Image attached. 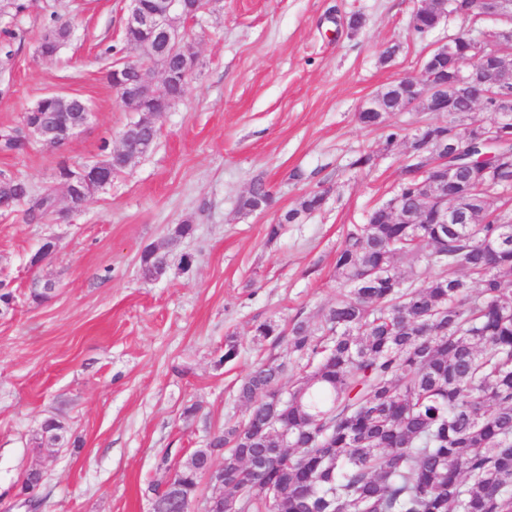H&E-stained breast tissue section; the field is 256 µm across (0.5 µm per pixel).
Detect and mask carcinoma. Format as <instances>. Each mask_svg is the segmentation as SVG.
<instances>
[{"label": "carcinoma", "instance_id": "1", "mask_svg": "<svg viewBox=\"0 0 512 512\" xmlns=\"http://www.w3.org/2000/svg\"><path fill=\"white\" fill-rule=\"evenodd\" d=\"M416 33L437 28L427 12L413 15ZM38 52L56 55L71 37L49 28ZM123 46L109 44L106 79L120 67L123 47L152 59L147 36L123 31ZM461 61L476 57L466 32L456 35ZM183 99L178 84L145 102L170 110ZM480 128L465 108L448 123L424 122L410 142L395 195L408 222L352 224L336 251L335 275L347 292L319 311L317 327L294 322L288 345L303 364L291 380L288 402L271 409L282 392L287 364H257L238 398L243 419L196 449L161 496L194 498L201 472L222 456L224 501L238 512H512V206L490 209L494 195L512 194V130L488 142L467 138L448 159L463 166L448 183V204L465 203L470 224L431 222L432 207L417 174L433 164L431 135ZM129 148L139 151L151 128L133 122ZM315 191L282 216L288 223L322 209ZM273 197L257 180L242 201L248 211ZM57 213L46 192L26 210L31 220ZM409 265L402 277L397 265ZM146 277L164 271L163 256H140ZM288 427L281 447L273 423Z\"/></svg>", "mask_w": 512, "mask_h": 512}]
</instances>
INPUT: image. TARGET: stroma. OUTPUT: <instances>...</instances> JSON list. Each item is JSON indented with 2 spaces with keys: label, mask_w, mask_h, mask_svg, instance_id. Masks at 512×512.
<instances>
[{
  "label": "stroma",
  "mask_w": 512,
  "mask_h": 512,
  "mask_svg": "<svg viewBox=\"0 0 512 512\" xmlns=\"http://www.w3.org/2000/svg\"><path fill=\"white\" fill-rule=\"evenodd\" d=\"M22 2L0 12V32L12 33L10 55L0 54V135L50 92L78 95L93 113L63 148L32 140L0 152V175L35 197L54 190L58 210L38 222L21 209L0 214V293L13 296L0 314V512H150V487L241 420L237 389L254 365L274 357L296 373L287 341L256 326L285 331L335 302L346 228L393 196L419 122L448 121L392 113L405 135L390 146L385 130L359 124L361 101L419 75L424 56L469 23L451 16L418 35L422 0H212L183 25L197 65L186 97L158 117L153 148L74 207L59 164L93 163L138 118L101 56L121 39L126 2ZM56 21L72 36L42 57L38 42ZM368 153L374 166L354 167ZM258 180L274 204L244 211ZM312 191L325 192L322 209L269 239L279 213ZM185 222L194 234L175 238ZM48 238L54 254L32 266ZM148 248L166 257L160 277L141 271ZM47 281L52 292L34 299ZM229 341L237 356L226 363ZM50 418L60 441L36 444ZM33 468L42 482L27 507L18 488Z\"/></svg>",
  "instance_id": "stroma-1"
}]
</instances>
